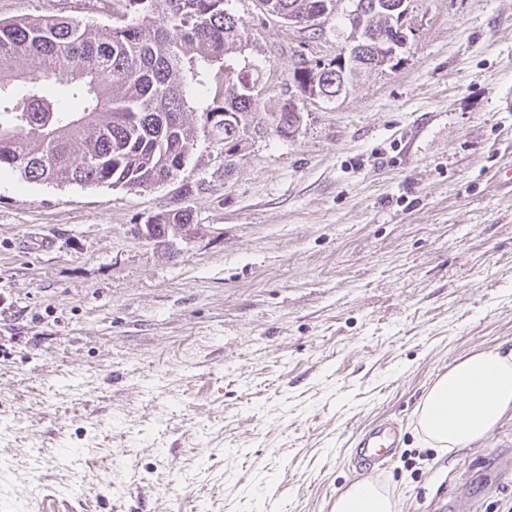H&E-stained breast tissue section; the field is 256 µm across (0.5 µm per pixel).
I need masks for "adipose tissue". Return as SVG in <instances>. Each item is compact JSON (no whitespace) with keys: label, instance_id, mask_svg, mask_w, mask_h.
<instances>
[{"label":"adipose tissue","instance_id":"obj_1","mask_svg":"<svg viewBox=\"0 0 512 512\" xmlns=\"http://www.w3.org/2000/svg\"><path fill=\"white\" fill-rule=\"evenodd\" d=\"M511 411L512 351L484 350L434 382L418 423L430 442L451 451L483 441ZM333 512H396V504L378 484L357 481L338 495Z\"/></svg>","mask_w":512,"mask_h":512}]
</instances>
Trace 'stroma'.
I'll return each instance as SVG.
<instances>
[{"label": "stroma", "mask_w": 512, "mask_h": 512, "mask_svg": "<svg viewBox=\"0 0 512 512\" xmlns=\"http://www.w3.org/2000/svg\"><path fill=\"white\" fill-rule=\"evenodd\" d=\"M411 6L401 64L313 104L288 70L334 57L335 27L229 0L248 43L206 75L261 72L232 166L201 131L135 190L0 173V512H332L385 422L402 443L370 478L397 512H512V414L451 452L418 425L450 366L512 348V0ZM51 14L111 21L102 0H0ZM186 205L197 238L136 235ZM276 113V118L273 121V129L278 136L283 138L292 137L299 129L302 119L299 123L297 121L302 117L301 112L296 111L294 108L288 109V103H284L280 106V109ZM297 123L288 131V125ZM275 123V125H274Z\"/></svg>", "instance_id": "1"}]
</instances>
